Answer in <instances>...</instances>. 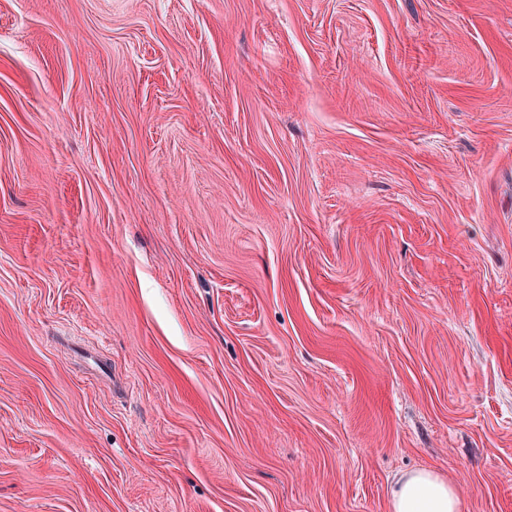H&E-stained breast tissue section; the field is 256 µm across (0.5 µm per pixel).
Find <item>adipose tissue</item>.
Instances as JSON below:
<instances>
[{"mask_svg": "<svg viewBox=\"0 0 512 512\" xmlns=\"http://www.w3.org/2000/svg\"><path fill=\"white\" fill-rule=\"evenodd\" d=\"M461 497V489L443 475L420 469L395 480L390 512H459Z\"/></svg>", "mask_w": 512, "mask_h": 512, "instance_id": "adipose-tissue-1", "label": "adipose tissue"}]
</instances>
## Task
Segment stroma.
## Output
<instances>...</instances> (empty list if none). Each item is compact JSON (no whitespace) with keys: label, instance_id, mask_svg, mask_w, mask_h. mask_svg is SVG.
Instances as JSON below:
<instances>
[{"label":"stroma","instance_id":"35a3bbf8","mask_svg":"<svg viewBox=\"0 0 512 512\" xmlns=\"http://www.w3.org/2000/svg\"><path fill=\"white\" fill-rule=\"evenodd\" d=\"M512 512V0H0V512ZM461 489L431 469L400 475L392 485L391 512H459Z\"/></svg>","mask_w":512,"mask_h":512}]
</instances>
